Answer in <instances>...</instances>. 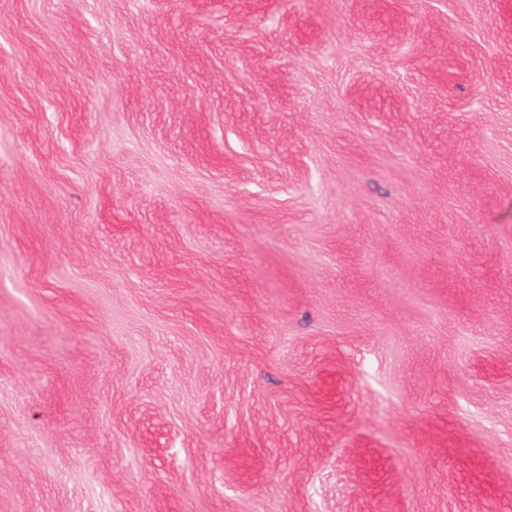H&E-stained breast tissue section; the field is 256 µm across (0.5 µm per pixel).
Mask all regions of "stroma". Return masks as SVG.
<instances>
[{
	"mask_svg": "<svg viewBox=\"0 0 512 512\" xmlns=\"http://www.w3.org/2000/svg\"><path fill=\"white\" fill-rule=\"evenodd\" d=\"M0 512H512V0H0Z\"/></svg>",
	"mask_w": 512,
	"mask_h": 512,
	"instance_id": "obj_1",
	"label": "stroma"
}]
</instances>
